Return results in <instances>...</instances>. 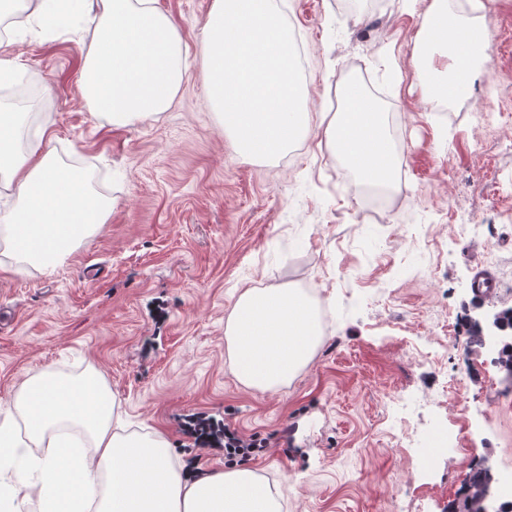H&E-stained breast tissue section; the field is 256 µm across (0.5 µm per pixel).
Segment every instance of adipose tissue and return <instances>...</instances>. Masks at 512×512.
Returning a JSON list of instances; mask_svg holds the SVG:
<instances>
[{"label": "adipose tissue", "instance_id": "obj_1", "mask_svg": "<svg viewBox=\"0 0 512 512\" xmlns=\"http://www.w3.org/2000/svg\"><path fill=\"white\" fill-rule=\"evenodd\" d=\"M460 0H433L415 42L414 66L427 102H444L460 85L440 79L434 55L473 67L484 55ZM91 35L80 69V91L92 115L123 125L134 115L167 110L187 71L181 34L156 0H0V12L33 11L52 26L66 9ZM348 110L324 130L336 159L358 180L389 186L403 157L381 113L358 88ZM0 240L26 264L49 273L112 212L111 199L93 194L85 175L59 165L42 137L19 146L17 122L0 113ZM237 379L258 391L288 385L306 368L322 331L306 288L244 289L226 332ZM29 434L46 441L44 456L15 452L11 416L0 418V472L15 474L14 500L40 512H61L99 484L94 512H279V491L244 466H188L163 432L122 433L116 398L93 370L75 380L46 374L26 380L12 398Z\"/></svg>", "mask_w": 512, "mask_h": 512}]
</instances>
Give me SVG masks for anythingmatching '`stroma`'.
Listing matches in <instances>:
<instances>
[{"instance_id":"obj_1","label":"stroma","mask_w":512,"mask_h":512,"mask_svg":"<svg viewBox=\"0 0 512 512\" xmlns=\"http://www.w3.org/2000/svg\"><path fill=\"white\" fill-rule=\"evenodd\" d=\"M214 0H157L187 46L188 76L172 107L124 126L91 114L78 85L89 37L80 23L38 37L30 16L0 18V53L41 75L47 98L17 111L19 137L46 130L57 161L89 172L112 214L46 274L0 243V401L49 369L75 379L101 372L129 429L160 430L190 464L227 467L220 448L183 431L205 414L267 437L249 465L281 488V512H464L440 465L410 479L402 412L435 418L501 415L491 443L466 438L477 457L512 461V407L501 410L471 374L464 400L449 401V317L458 344L481 348L472 322L512 309V295L478 301L472 276L512 280V151L479 102L488 78L512 82V0H483L490 69L465 97L430 111L412 55L432 0H276L306 45L302 66L311 132L273 160L243 157L213 112L198 47ZM359 86L404 147L393 185L401 205L379 227L374 258L360 244L370 199L353 207L323 131ZM502 208L488 209V193ZM494 224L496 237L457 226ZM308 288L342 304L309 365L287 387L258 392L236 379L225 339L239 289Z\"/></svg>"}]
</instances>
